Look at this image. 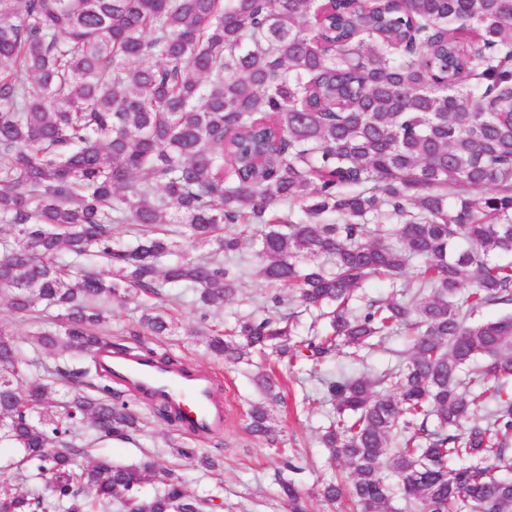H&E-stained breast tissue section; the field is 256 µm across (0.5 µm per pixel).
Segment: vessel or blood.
Listing matches in <instances>:
<instances>
[{
  "label": "vessel or blood",
  "instance_id": "obj_1",
  "mask_svg": "<svg viewBox=\"0 0 512 512\" xmlns=\"http://www.w3.org/2000/svg\"><path fill=\"white\" fill-rule=\"evenodd\" d=\"M113 376L149 399L168 403L184 429L205 434L224 421L220 401L210 375L181 371L157 359L113 354L105 359Z\"/></svg>",
  "mask_w": 512,
  "mask_h": 512
}]
</instances>
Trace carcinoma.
<instances>
[{
	"label": "carcinoma",
	"instance_id": "cac0c4a2",
	"mask_svg": "<svg viewBox=\"0 0 512 512\" xmlns=\"http://www.w3.org/2000/svg\"><path fill=\"white\" fill-rule=\"evenodd\" d=\"M0 224V297L31 327L0 331V448L41 482L1 483L0 512H213L173 469L79 463L74 430L145 426L97 352L174 364L113 341L101 303L171 335L163 290L186 288L205 322L247 242L273 311L204 336L226 365L274 357L250 433L276 442L279 366L304 363L333 409L328 508L512 512V314L475 318L512 307V0H0ZM373 278L399 296L363 297ZM294 304L324 333L293 339ZM404 331L407 361L322 373ZM278 497L307 512L294 479Z\"/></svg>",
	"mask_w": 512,
	"mask_h": 512
}]
</instances>
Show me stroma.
Segmentation results:
<instances>
[{"label":"stroma","instance_id":"stroma-1","mask_svg":"<svg viewBox=\"0 0 512 512\" xmlns=\"http://www.w3.org/2000/svg\"><path fill=\"white\" fill-rule=\"evenodd\" d=\"M177 316V333L167 338L163 349L192 369L214 376L216 391L224 403L223 427L205 437L187 433L177 424L151 417V403L144 399L139 407L150 416L146 433L131 442H98L88 449V458H106L116 464L137 463L148 458L158 466L179 470L192 491L201 493L221 487L223 512H283L276 494L275 473L282 457L287 456L299 467L295 479L309 512H323L316 492L321 483L335 476L336 463L319 443L328 424L330 406L312 408L304 403L305 395L314 394L316 382L300 375L286 376L282 388L284 402L273 411L272 426L277 443L268 445L246 430L252 405L263 400L253 380L255 366L241 364L228 368L218 363L205 352L199 334L204 321L199 312L185 305L180 307ZM177 443L201 449L221 460V469L198 468L195 462L177 455L173 449Z\"/></svg>","mask_w":512,"mask_h":512}]
</instances>
